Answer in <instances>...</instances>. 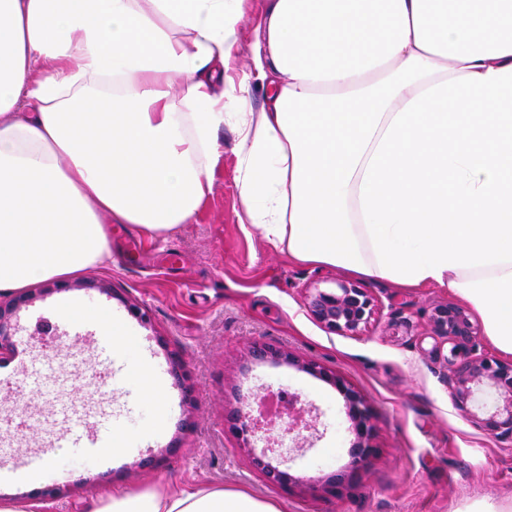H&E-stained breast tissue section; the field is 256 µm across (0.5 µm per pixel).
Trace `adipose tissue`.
I'll list each match as a JSON object with an SVG mask.
<instances>
[{"label":"adipose tissue","mask_w":512,"mask_h":512,"mask_svg":"<svg viewBox=\"0 0 512 512\" xmlns=\"http://www.w3.org/2000/svg\"><path fill=\"white\" fill-rule=\"evenodd\" d=\"M0 0V292L196 223L236 132L251 227L295 261L453 292L512 355V0ZM267 104L252 111L253 81ZM139 397L161 382L97 313ZM90 512H280L156 486ZM265 7L266 0H248L246 3L247 27L242 35L235 63V70L237 72L247 71L251 65L253 45L255 41L254 33L251 31V28L252 24L263 14ZM236 71H230L228 74L234 75Z\"/></svg>","instance_id":"1"}]
</instances>
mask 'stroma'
I'll list each match as a JSON object with an SVG mask.
<instances>
[{
	"label": "stroma",
	"mask_w": 512,
	"mask_h": 512,
	"mask_svg": "<svg viewBox=\"0 0 512 512\" xmlns=\"http://www.w3.org/2000/svg\"><path fill=\"white\" fill-rule=\"evenodd\" d=\"M224 161L197 223L151 240L126 224L112 227V261L51 280L13 321L14 349L0 356V457L21 466L54 459L43 484L1 481L0 497L20 498L34 512H87L118 490L190 482L246 490L281 512H466L477 501L512 507V443L475 427L452 405L448 371L433 349L441 339L430 322L435 306L456 302L445 288H399L356 278L375 300L358 332L331 331L306 308L310 289L347 279L331 265L293 261L244 230L235 185V134L220 132ZM110 284L112 293L91 288ZM149 314L141 322L130 310ZM65 305L89 317H61ZM107 311L137 342L163 381L168 418L133 396L126 361L105 342L93 316ZM270 344L315 360L343 376L365 399L376 449L352 485L329 494L320 484L349 462L353 439L344 401L331 385L285 363L249 362L247 349ZM187 377L176 381L172 357ZM297 395L315 418L304 447L292 452L295 483L267 482L225 418L258 392ZM113 425L128 436L115 457L91 456L73 430L96 435ZM58 486L61 498L44 496Z\"/></svg>",
	"instance_id": "stroma-1"
}]
</instances>
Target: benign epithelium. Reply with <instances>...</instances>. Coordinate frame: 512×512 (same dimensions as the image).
Here are the masks:
<instances>
[{"label":"benign epithelium","mask_w":512,"mask_h":512,"mask_svg":"<svg viewBox=\"0 0 512 512\" xmlns=\"http://www.w3.org/2000/svg\"><path fill=\"white\" fill-rule=\"evenodd\" d=\"M30 300V296L21 294L4 305L0 304V354L13 346L12 315L21 304ZM306 306L316 322L329 330L341 332H357L375 314L373 298L364 289L345 281L336 282L334 289H314L307 298ZM432 324L436 335L449 344L444 361L448 367V392L455 407L486 434L512 441V362L504 363L476 352L475 326L468 312L457 304L436 306ZM250 354L259 361L271 360L296 367L336 387L345 402L354 442L347 469L329 477L327 487L339 488L353 481L363 463L374 453L372 416L359 392L324 365L274 346L258 344L253 346ZM310 413L311 410L297 396L288 400L285 419L278 426L262 423L251 413L249 405L244 410L235 411L233 430L243 443L250 444L251 438L259 433L267 443L266 449L252 457L253 466L267 481L284 486L295 481V477L284 469L287 461L274 464L271 454L286 440L296 448L301 446V432L312 428L306 419Z\"/></svg>","instance_id":"7a95c632"}]
</instances>
